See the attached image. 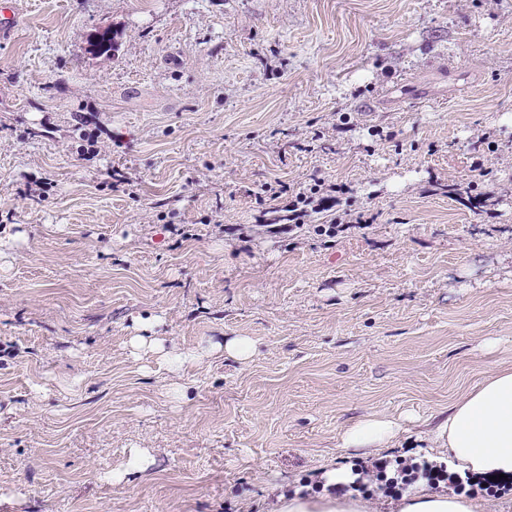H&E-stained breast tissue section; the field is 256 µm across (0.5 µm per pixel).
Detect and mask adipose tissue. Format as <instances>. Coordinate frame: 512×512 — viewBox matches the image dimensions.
<instances>
[{"label": "adipose tissue", "instance_id": "ef3b65f1", "mask_svg": "<svg viewBox=\"0 0 512 512\" xmlns=\"http://www.w3.org/2000/svg\"><path fill=\"white\" fill-rule=\"evenodd\" d=\"M397 421L373 414L343 434L346 448L376 451L397 436ZM433 444L446 448L453 469L465 475H512V368H498L448 409L434 430ZM481 504L454 492L419 490L403 495L391 512H480ZM273 512H369L366 500L351 495H275Z\"/></svg>", "mask_w": 512, "mask_h": 512}]
</instances>
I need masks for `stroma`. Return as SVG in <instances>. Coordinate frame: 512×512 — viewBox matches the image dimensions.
<instances>
[{
    "instance_id": "35a3bbf8",
    "label": "stroma",
    "mask_w": 512,
    "mask_h": 512,
    "mask_svg": "<svg viewBox=\"0 0 512 512\" xmlns=\"http://www.w3.org/2000/svg\"><path fill=\"white\" fill-rule=\"evenodd\" d=\"M18 2L0 512H269L363 460L358 420L398 422L378 458H423L512 367V0ZM479 161L485 222L458 201ZM318 178L340 205L269 233L271 187ZM347 209L374 221L320 234ZM134 336L195 358L172 371ZM233 336L255 356L225 357Z\"/></svg>"
}]
</instances>
